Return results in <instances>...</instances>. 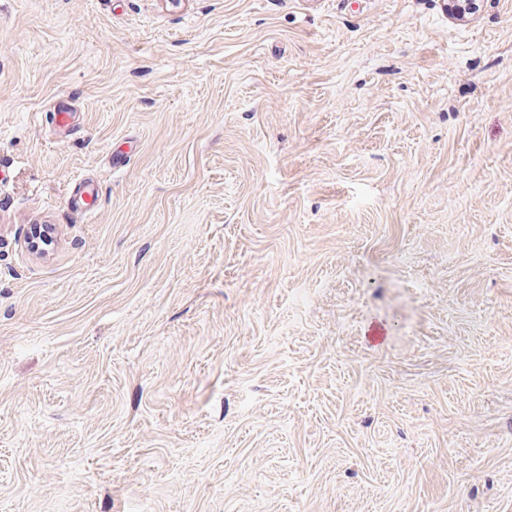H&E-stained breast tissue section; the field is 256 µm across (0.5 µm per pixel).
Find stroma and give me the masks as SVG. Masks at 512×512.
I'll list each match as a JSON object with an SVG mask.
<instances>
[{"label": "stroma", "mask_w": 512, "mask_h": 512, "mask_svg": "<svg viewBox=\"0 0 512 512\" xmlns=\"http://www.w3.org/2000/svg\"><path fill=\"white\" fill-rule=\"evenodd\" d=\"M447 4L0 0V512H512V0Z\"/></svg>", "instance_id": "1"}]
</instances>
